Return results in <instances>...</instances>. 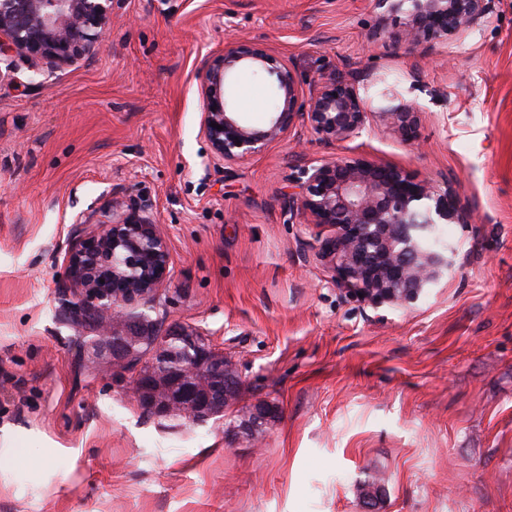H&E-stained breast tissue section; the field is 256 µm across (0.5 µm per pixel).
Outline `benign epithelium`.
Here are the masks:
<instances>
[{
    "label": "benign epithelium",
    "instance_id": "7a95c632",
    "mask_svg": "<svg viewBox=\"0 0 512 512\" xmlns=\"http://www.w3.org/2000/svg\"><path fill=\"white\" fill-rule=\"evenodd\" d=\"M390 12H405L404 26L388 39L408 52L423 51L477 24L487 0H377ZM112 0H0V55L13 52L51 69L63 68L100 46ZM251 61L275 77L281 92L268 125L251 128L237 117L225 83L242 62ZM204 112L201 133L218 162L262 152L297 123H308L325 142L343 141L373 118L391 126L406 142L417 140L419 113L404 105L368 112L356 88L332 72L305 94L289 64L257 44L232 41L208 58L201 71ZM220 128L213 127V124ZM296 208L310 223L331 227L319 257L348 292L375 304L410 303L452 266L446 254L423 247L433 224H467L470 213L452 190L415 180L402 169L357 156L324 161L303 171ZM93 230L67 258L76 285L64 305L76 320L92 319L99 329L94 358L108 368L121 363L136 370L132 392L154 416L198 422L224 413L235 401L240 379L233 361L203 332L173 324L157 337L132 309L159 296L170 278V254L159 226L140 209L110 202L75 218ZM185 345L187 364L163 373L139 368L138 359H164L169 340ZM277 410L261 402L243 417L238 432L267 426Z\"/></svg>",
    "mask_w": 512,
    "mask_h": 512
}]
</instances>
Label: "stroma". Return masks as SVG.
<instances>
[{
  "label": "stroma",
  "instance_id": "obj_1",
  "mask_svg": "<svg viewBox=\"0 0 512 512\" xmlns=\"http://www.w3.org/2000/svg\"><path fill=\"white\" fill-rule=\"evenodd\" d=\"M376 0H112L94 56L0 70V512H512V0L408 54ZM261 45L305 82L337 72L375 107L420 114L407 143L370 121L327 143L297 124L221 164L199 131L203 61ZM266 126L277 90L226 83ZM362 154L458 193L447 276L411 303L339 287L323 227L293 209L304 169ZM118 200L165 234L172 277L152 318L195 327L236 363L223 418L173 427L77 353L65 273L75 217ZM278 419L232 439L243 409Z\"/></svg>",
  "mask_w": 512,
  "mask_h": 512
}]
</instances>
